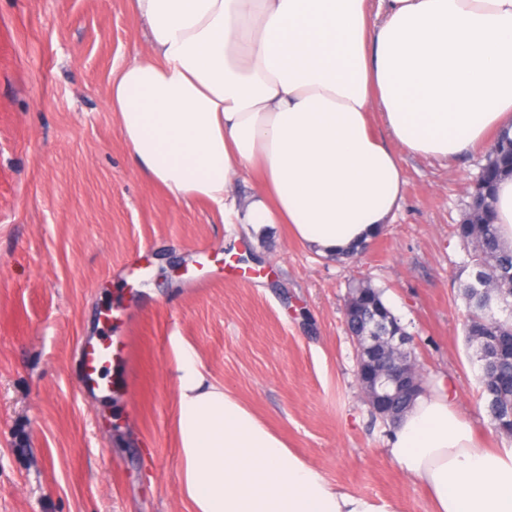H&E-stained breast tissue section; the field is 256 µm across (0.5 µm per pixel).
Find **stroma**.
<instances>
[{
	"mask_svg": "<svg viewBox=\"0 0 512 512\" xmlns=\"http://www.w3.org/2000/svg\"><path fill=\"white\" fill-rule=\"evenodd\" d=\"M129 0H0V512H190L180 493L176 342L341 490L432 512L387 455L392 428L356 380L345 302L359 280L413 338L426 384L489 448L463 331L469 244L453 234L485 162L400 154L392 224L348 260L285 225L225 223L138 171L112 121V70L144 50ZM132 322V395L88 397L81 340Z\"/></svg>",
	"mask_w": 512,
	"mask_h": 512,
	"instance_id": "35a3bbf8",
	"label": "stroma"
}]
</instances>
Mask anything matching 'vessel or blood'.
Segmentation results:
<instances>
[{"label": "vessel or blood", "instance_id": "b4317fda", "mask_svg": "<svg viewBox=\"0 0 512 512\" xmlns=\"http://www.w3.org/2000/svg\"><path fill=\"white\" fill-rule=\"evenodd\" d=\"M133 361L131 336L99 337L82 342L76 352V373L83 393L130 392V368ZM112 368L113 378H106L105 368Z\"/></svg>", "mask_w": 512, "mask_h": 512}]
</instances>
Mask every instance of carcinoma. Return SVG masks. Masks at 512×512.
<instances>
[{
    "label": "carcinoma",
    "mask_w": 512,
    "mask_h": 512,
    "mask_svg": "<svg viewBox=\"0 0 512 512\" xmlns=\"http://www.w3.org/2000/svg\"><path fill=\"white\" fill-rule=\"evenodd\" d=\"M504 176H512V160L489 154L473 185L469 217L456 225L455 235L474 250L473 280L463 284V295L468 305L465 334L479 363L481 398L492 428L512 435V248L503 246L498 235L495 192L478 197L483 181L495 185ZM350 295L360 297L369 309L390 314L383 291L369 283L353 285ZM387 327V320L377 315L347 324L350 335L366 338L384 334Z\"/></svg>",
    "instance_id": "carcinoma-1"
}]
</instances>
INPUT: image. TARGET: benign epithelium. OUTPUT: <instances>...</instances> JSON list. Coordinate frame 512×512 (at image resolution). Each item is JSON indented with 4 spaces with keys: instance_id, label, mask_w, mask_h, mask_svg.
I'll return each instance as SVG.
<instances>
[{
    "instance_id": "benign-epithelium-1",
    "label": "benign epithelium",
    "mask_w": 512,
    "mask_h": 512,
    "mask_svg": "<svg viewBox=\"0 0 512 512\" xmlns=\"http://www.w3.org/2000/svg\"><path fill=\"white\" fill-rule=\"evenodd\" d=\"M358 355V371L370 374L363 390L367 403L381 417L387 416L399 400L410 396L421 386V372L415 358L404 359L400 352L410 349L411 338L403 333L378 336L373 345L363 346L360 337H354Z\"/></svg>"
}]
</instances>
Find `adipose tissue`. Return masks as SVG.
<instances>
[{"label": "adipose tissue", "instance_id": "1", "mask_svg": "<svg viewBox=\"0 0 512 512\" xmlns=\"http://www.w3.org/2000/svg\"><path fill=\"white\" fill-rule=\"evenodd\" d=\"M130 2L151 38L113 71L109 108L136 166L174 200L287 225L318 255L355 257L393 221L397 150L448 162L512 138V0ZM177 372L191 512H393L336 488L191 346ZM387 453L432 512H512V445L480 447L448 385L415 399Z\"/></svg>", "mask_w": 512, "mask_h": 512}]
</instances>
